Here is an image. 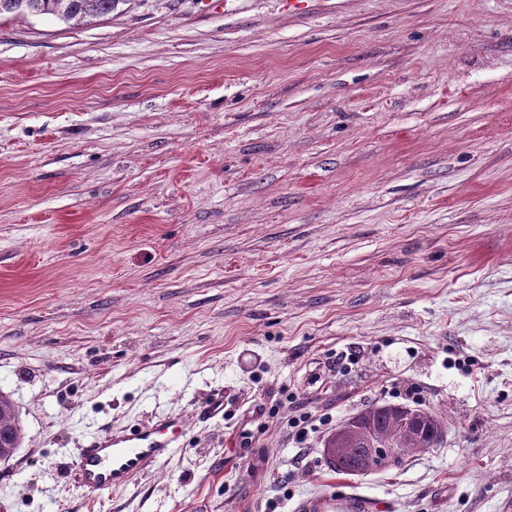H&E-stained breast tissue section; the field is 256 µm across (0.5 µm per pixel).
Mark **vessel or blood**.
Here are the masks:
<instances>
[{
  "instance_id": "1",
  "label": "vessel or blood",
  "mask_w": 512,
  "mask_h": 512,
  "mask_svg": "<svg viewBox=\"0 0 512 512\" xmlns=\"http://www.w3.org/2000/svg\"><path fill=\"white\" fill-rule=\"evenodd\" d=\"M185 431V421L161 419L142 428L93 435L74 463L79 487L88 496L128 488L174 455ZM351 504L349 496L323 492L305 504L304 512H347Z\"/></svg>"
}]
</instances>
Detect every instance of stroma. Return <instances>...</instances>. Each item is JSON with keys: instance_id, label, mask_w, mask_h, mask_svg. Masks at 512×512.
Instances as JSON below:
<instances>
[{"instance_id": "stroma-1", "label": "stroma", "mask_w": 512, "mask_h": 512, "mask_svg": "<svg viewBox=\"0 0 512 512\" xmlns=\"http://www.w3.org/2000/svg\"><path fill=\"white\" fill-rule=\"evenodd\" d=\"M0 391V512H512V0L1 16ZM381 403L442 441L343 476L288 426ZM167 417L175 456L77 488ZM12 429L13 440L18 434L22 440L21 426L18 419L16 405L7 393L0 391V427ZM186 422L157 420L142 428L107 431L90 437L79 448L74 466L85 495L128 488L135 479L177 451ZM352 500L347 495L323 492L313 497L300 510L305 512H343L351 507Z\"/></svg>"}]
</instances>
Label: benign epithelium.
<instances>
[{
	"mask_svg": "<svg viewBox=\"0 0 512 512\" xmlns=\"http://www.w3.org/2000/svg\"><path fill=\"white\" fill-rule=\"evenodd\" d=\"M386 411L408 428L412 438H421L422 426L426 420L425 413L396 404L387 405ZM362 438L366 440L364 457L351 475L379 473L403 464L405 456L402 449L381 434L367 432L365 418L361 414L345 419L326 437L323 442V454L333 463L344 449L358 447Z\"/></svg>",
	"mask_w": 512,
	"mask_h": 512,
	"instance_id": "1",
	"label": "benign epithelium"
}]
</instances>
